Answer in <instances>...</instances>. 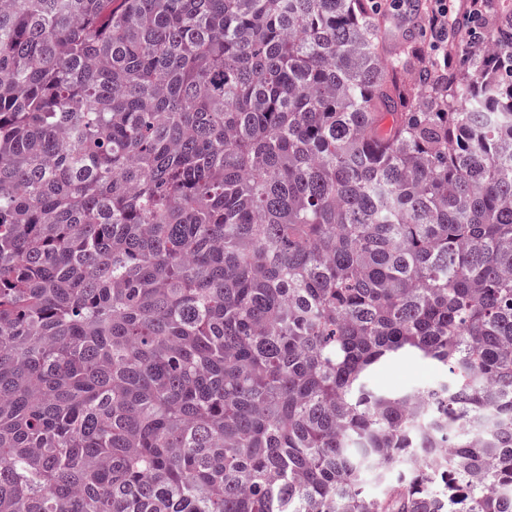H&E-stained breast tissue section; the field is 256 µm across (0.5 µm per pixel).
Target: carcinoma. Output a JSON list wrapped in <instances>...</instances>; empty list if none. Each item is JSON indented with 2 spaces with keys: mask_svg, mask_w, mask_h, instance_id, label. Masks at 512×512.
<instances>
[{
  "mask_svg": "<svg viewBox=\"0 0 512 512\" xmlns=\"http://www.w3.org/2000/svg\"><path fill=\"white\" fill-rule=\"evenodd\" d=\"M469 12L0 0V512H512V10ZM409 360L450 380L370 386Z\"/></svg>",
  "mask_w": 512,
  "mask_h": 512,
  "instance_id": "1",
  "label": "carcinoma"
}]
</instances>
